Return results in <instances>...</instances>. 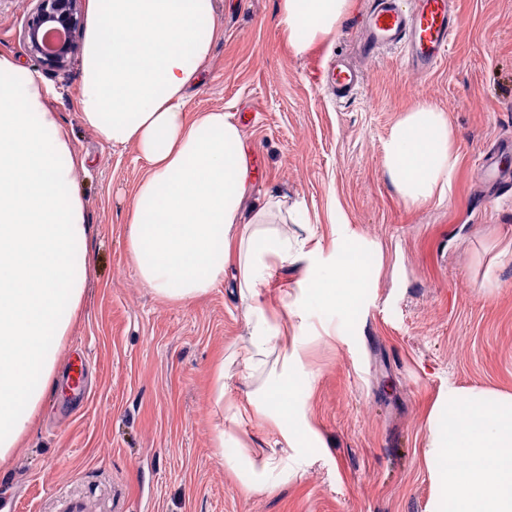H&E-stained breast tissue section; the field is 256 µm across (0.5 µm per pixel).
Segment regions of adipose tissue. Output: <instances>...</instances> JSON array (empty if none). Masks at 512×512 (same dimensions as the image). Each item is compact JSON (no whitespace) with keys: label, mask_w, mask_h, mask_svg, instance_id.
Here are the masks:
<instances>
[{"label":"adipose tissue","mask_w":512,"mask_h":512,"mask_svg":"<svg viewBox=\"0 0 512 512\" xmlns=\"http://www.w3.org/2000/svg\"><path fill=\"white\" fill-rule=\"evenodd\" d=\"M351 0H279L297 52L333 38ZM78 110L113 147H134L147 170L129 207L127 250L159 298L188 303L234 270L253 320L255 346L277 336L260 288L276 267L304 257L273 222L286 201L252 214L244 133L221 111L191 113L188 90L207 71L219 29L217 0H86ZM51 90L34 70L0 56V461L33 427L56 377L57 352L74 327L90 272L91 226L76 188L79 154ZM459 154L444 112L415 104L392 129L384 165L405 206L444 201ZM380 250L336 243L329 261L299 285L330 308L353 309L377 275ZM284 373L272 393L279 427L301 445L313 429ZM427 460L437 487L433 512H512V395L449 387L429 420Z\"/></svg>","instance_id":"adipose-tissue-1"}]
</instances>
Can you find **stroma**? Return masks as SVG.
Segmentation results:
<instances>
[{
  "instance_id": "stroma-1",
  "label": "stroma",
  "mask_w": 512,
  "mask_h": 512,
  "mask_svg": "<svg viewBox=\"0 0 512 512\" xmlns=\"http://www.w3.org/2000/svg\"><path fill=\"white\" fill-rule=\"evenodd\" d=\"M277 2L218 0L221 34L187 109L240 122L253 172L245 211L272 196L300 203L310 223L289 232L320 244L321 262L337 237L381 249L376 281L345 314L306 302L296 285L305 262L277 268L262 294L280 334L246 368L250 329L232 275L187 304L142 284L126 214L146 162L83 125L79 63L39 70L90 159L77 182L94 234L85 307L55 386L0 464V512H432L425 451L439 395L451 385L512 394V191L491 186L512 182V0H458L450 49L427 74L398 49L355 55L368 0H351L334 39L303 53ZM31 7L0 0V54L26 65ZM339 59L364 76L341 99L315 76ZM419 102L445 112L459 162L446 201L411 209L383 149ZM286 367L309 382L296 401L316 432L305 448L288 445L268 397ZM227 421L246 456L276 457L266 489L250 490L217 457Z\"/></svg>"
}]
</instances>
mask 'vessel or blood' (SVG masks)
<instances>
[{"mask_svg":"<svg viewBox=\"0 0 512 512\" xmlns=\"http://www.w3.org/2000/svg\"><path fill=\"white\" fill-rule=\"evenodd\" d=\"M456 0H415L405 11L400 0H371L366 21L359 33L362 54L373 56L387 48L404 49L413 69L428 73L446 55L457 29ZM326 81L343 97L358 90L360 72L337 61L326 73Z\"/></svg>","mask_w":512,"mask_h":512,"instance_id":"vessel-or-blood-1","label":"vessel or blood"}]
</instances>
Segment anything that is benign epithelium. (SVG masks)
Returning a JSON list of instances; mask_svg holds the SVG:
<instances>
[{
  "instance_id": "benign-epithelium-1",
  "label": "benign epithelium",
  "mask_w": 512,
  "mask_h": 512,
  "mask_svg": "<svg viewBox=\"0 0 512 512\" xmlns=\"http://www.w3.org/2000/svg\"><path fill=\"white\" fill-rule=\"evenodd\" d=\"M22 32L24 47L41 68L63 71L80 54L75 33L83 26V0H33Z\"/></svg>"
}]
</instances>
